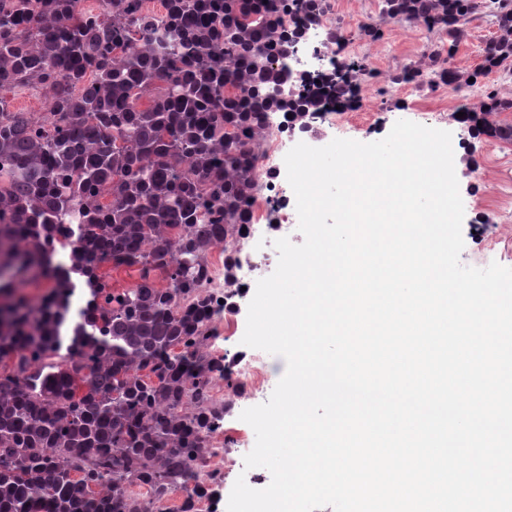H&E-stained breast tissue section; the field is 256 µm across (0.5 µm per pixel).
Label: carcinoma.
<instances>
[{"instance_id": "cac0c4a2", "label": "carcinoma", "mask_w": 512, "mask_h": 512, "mask_svg": "<svg viewBox=\"0 0 512 512\" xmlns=\"http://www.w3.org/2000/svg\"><path fill=\"white\" fill-rule=\"evenodd\" d=\"M0 0V92L45 91L47 111L0 96V259L42 268L70 248L92 304L68 352L45 299L0 307V512H192L189 484L213 456L210 436L231 386L210 353L211 299L197 272L245 224L257 188L258 120L282 86L307 85L287 60L302 34L280 13L327 16L329 0ZM494 36L459 85L512 66V0H382L388 20L448 27V54L475 14ZM282 60L273 68L274 58ZM359 63L288 104L302 119L321 96L354 100ZM492 89L465 116L476 138L512 144ZM74 230L59 239L48 226ZM136 267L114 288L101 269ZM185 301L179 307L177 299Z\"/></svg>"}]
</instances>
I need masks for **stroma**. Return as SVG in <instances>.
Returning a JSON list of instances; mask_svg holds the SVG:
<instances>
[{"mask_svg": "<svg viewBox=\"0 0 512 512\" xmlns=\"http://www.w3.org/2000/svg\"><path fill=\"white\" fill-rule=\"evenodd\" d=\"M420 40L419 30L384 24L382 38L372 44L379 67L384 73L394 72L395 59L416 50ZM398 117V111L385 105L374 116L361 118L357 127L325 129L312 139L311 144L325 146L340 134L363 143L378 141L388 135ZM443 128L451 132L453 148L462 150L467 161L466 166L456 173L464 205V225L498 223L499 195L512 193V145L473 138L452 121L444 123ZM460 261L476 268L487 267L494 261L512 267V238L492 235L477 243L465 240ZM243 463V454L237 452L236 444L231 440L224 445L223 459L212 460L213 476L209 481L206 502L214 512H224V486L235 483L237 477H244L248 486L254 489L269 485L271 475L267 469L258 467L246 471L242 468Z\"/></svg>", "mask_w": 512, "mask_h": 512, "instance_id": "35a3bbf8", "label": "stroma"}]
</instances>
